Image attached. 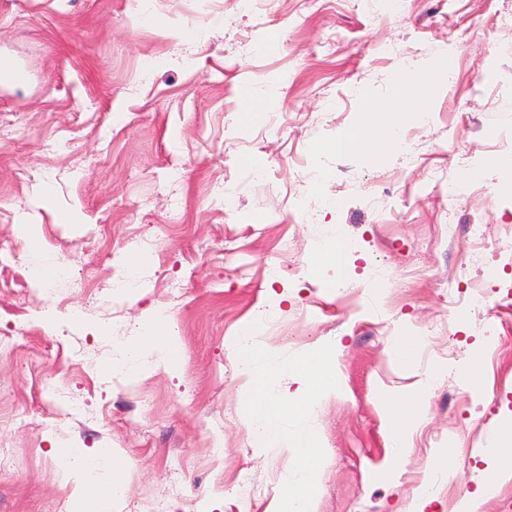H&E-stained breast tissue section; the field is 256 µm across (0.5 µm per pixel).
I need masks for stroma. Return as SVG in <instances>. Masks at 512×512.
I'll use <instances>...</instances> for the list:
<instances>
[{
    "label": "stroma",
    "mask_w": 512,
    "mask_h": 512,
    "mask_svg": "<svg viewBox=\"0 0 512 512\" xmlns=\"http://www.w3.org/2000/svg\"><path fill=\"white\" fill-rule=\"evenodd\" d=\"M143 25L136 0H0V56L26 71L0 85V329L24 330L0 352V512H70L76 484L60 450L109 448L127 463L120 512H216L236 504L248 476L253 512H278L297 454L265 448L250 420L259 390L240 374L236 336L255 323L261 342L291 361L332 346L336 392L281 432L313 434L323 453L318 512H455L493 471L482 449L512 413V247L476 249L470 227L501 238L512 188L490 159L512 126V0H155ZM204 28L205 41L178 33ZM436 65L451 84L425 103L420 125L398 115L421 157L333 150L366 126L365 101L387 99L400 65ZM265 93L250 112L241 86ZM264 169L248 174L250 161ZM328 170L326 181L309 179ZM238 184L224 193L225 180ZM467 187L448 201L438 182ZM51 203L35 204L43 184ZM338 204L324 208V195ZM179 208L182 220L168 216ZM75 214L64 224L60 211ZM457 228L445 239L444 224ZM35 233L67 278L42 288L25 246ZM337 243L343 264L321 260ZM138 253L139 285L112 286ZM479 286L501 326L472 335L473 313L454 305L450 281ZM181 343L176 372L114 374L123 348L156 309ZM423 342L413 366L389 350ZM483 354L475 386L463 381ZM420 422L396 483L385 404L412 395ZM87 401L83 412L70 398ZM458 478L419 498L438 454Z\"/></svg>",
    "instance_id": "obj_1"
}]
</instances>
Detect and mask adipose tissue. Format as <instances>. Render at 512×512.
<instances>
[{
    "instance_id": "ef3b65f1",
    "label": "adipose tissue",
    "mask_w": 512,
    "mask_h": 512,
    "mask_svg": "<svg viewBox=\"0 0 512 512\" xmlns=\"http://www.w3.org/2000/svg\"><path fill=\"white\" fill-rule=\"evenodd\" d=\"M170 322L171 317L166 311H156L139 336L125 347L122 370L138 371L141 353L149 350L157 357V368L175 371L179 366L180 344L170 331ZM238 355L241 372L248 380L270 389L284 376L294 373L301 377L309 396L308 401L302 403L285 395L262 399L251 420V429L266 447L279 448L288 443L275 431L274 419L295 412L310 413L313 408L312 396L331 393L337 388L336 372L327 350H319L294 363H285L266 351L255 337L243 335L239 338ZM291 443L298 455L297 475L283 491L280 512H316L317 481L322 470L320 450L314 437L308 433L297 435ZM63 463L80 484V492L73 501L74 512H113L115 502L125 492L124 480L116 479L111 484L98 485L94 480L95 459L80 448L68 449Z\"/></svg>"
}]
</instances>
